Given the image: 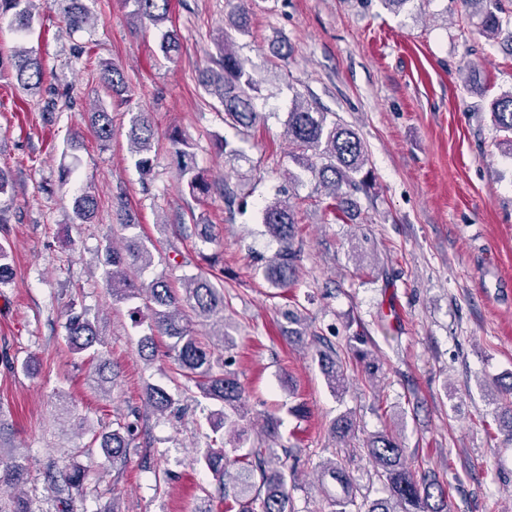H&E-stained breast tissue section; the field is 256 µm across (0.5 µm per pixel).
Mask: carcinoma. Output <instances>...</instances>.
<instances>
[{
	"label": "carcinoma",
	"mask_w": 512,
	"mask_h": 512,
	"mask_svg": "<svg viewBox=\"0 0 512 512\" xmlns=\"http://www.w3.org/2000/svg\"><path fill=\"white\" fill-rule=\"evenodd\" d=\"M65 26L70 30L83 28L89 15L81 0H62ZM133 17L148 19L155 24L169 20L170 0H129ZM471 9L468 18L477 19L480 33L495 39L502 29L504 8L501 0H463ZM43 0H0V18L8 16L20 29L29 26ZM251 2L232 0L230 11L224 19V29L216 40L219 56L215 63L219 71L211 72L203 83L211 89L224 109V122L237 131L250 129L259 112L255 100L261 80L245 67L233 50L234 35L247 31ZM160 51L167 58L177 55L181 39L176 28L162 32ZM9 63L17 85L29 94H35L43 84L46 69L43 60L32 51L18 44L7 57L0 56V65ZM100 80L113 94L121 96L128 89L127 76L115 64L101 69ZM491 120L497 132L506 137L512 147V91L494 99L490 108ZM92 131L98 141L112 139V116L98 109L91 113ZM155 128L145 112H136L130 119L128 139L130 155L142 177L152 172V144ZM286 136L294 146V161L308 170L323 187L331 192L337 205L352 203V196L370 189L369 156L364 142L352 128L336 120V113L329 112L315 102L295 94L286 121ZM171 153L177 163L185 188L196 198L210 193L211 183L199 170L191 152L190 142L178 131L168 134ZM98 209L96 196L87 191L73 197L74 219L86 223ZM261 220L269 234L280 243L275 258L264 267L265 279L274 288H287L295 279L297 250L294 248L296 224L294 210L278 197L261 208ZM11 252L0 244V288L8 284L13 272ZM98 263L112 290V298L122 302L145 298L149 303V334L142 341L141 349L153 347V336H166L171 340L170 355L182 376L195 383L202 396L220 404L212 414L213 430L231 428L244 431L242 421L247 415L248 395L235 373L228 369L229 362L213 359L198 336L190 328L185 312L210 319L220 327L224 344L233 342L224 325V289L204 273L185 278L183 291L177 292L163 278L148 283L138 280V274L153 264V253L136 235L120 249L109 242L98 255ZM66 344L71 353L94 361L104 341L97 331L95 321L87 309L70 308L66 324ZM354 357L364 364L371 381L379 372L378 362L370 352L353 348ZM318 364L333 392L344 388V365L333 351L318 354ZM95 383L107 392L112 386V369L102 361L95 365ZM145 404L161 415L174 405L173 398L162 388H147ZM357 422L348 412L335 419L329 429L335 441L331 457L321 464V488L331 512H448V494L435 481L417 479L416 473L405 465L407 448L402 435L378 433L368 437L360 448H349L347 443L355 437ZM137 423L118 418L112 430L94 433V442L100 450L117 463L125 460ZM362 455L372 463L375 476L382 485L384 496L371 498L370 490L356 483L347 467L348 456ZM290 452L280 456L278 450L260 442L248 452L229 459L224 448H207L195 458V463L205 467L216 481V491L225 503V512H295L293 498L288 489L287 461ZM27 466L12 458L0 464V491L16 488L26 481ZM84 471L78 466L57 468L50 462L44 471L48 488L57 493L58 512H70L71 503L63 496L65 489L77 488L84 481ZM0 512H34L28 497L14 494L7 499L0 497Z\"/></svg>",
	"instance_id": "carcinoma-1"
}]
</instances>
